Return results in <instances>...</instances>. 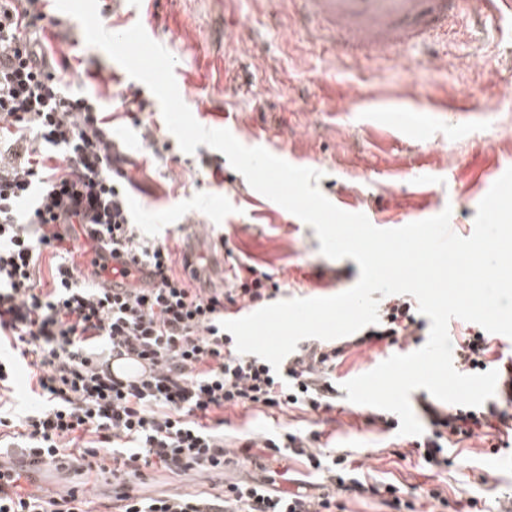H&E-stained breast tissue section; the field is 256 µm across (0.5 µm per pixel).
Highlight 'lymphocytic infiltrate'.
<instances>
[{
    "label": "lymphocytic infiltrate",
    "instance_id": "f902f5d3",
    "mask_svg": "<svg viewBox=\"0 0 512 512\" xmlns=\"http://www.w3.org/2000/svg\"><path fill=\"white\" fill-rule=\"evenodd\" d=\"M45 8V0H0V456L110 476L116 512H348L346 492L413 512L402 484L367 481L347 455L317 451V431L247 438L239 449L323 471L328 488L319 496L250 481L227 483L218 494H137L151 470L223 469L225 411L335 410L334 370L348 348L416 342L423 323L410 299L393 295L380 303L377 324L341 342L311 340L279 369L239 353L221 327L224 317L276 297L278 282L234 264L226 288L204 287L190 257L176 258L165 241L142 236L108 118L89 98L67 92L42 38L61 21ZM82 233L97 262L92 271L79 264L81 250L65 247ZM121 251L149 268V283L106 285L101 274ZM179 265L184 274L176 273ZM114 353L138 356L151 370L116 379L108 370ZM452 353L463 371L497 370L503 393L477 407L423 403L430 431L410 447L430 468L447 466L448 448L471 438L512 435V357L481 332L455 337ZM20 367L38 399L32 409L13 397ZM20 479L0 472V512H88L73 489L25 493Z\"/></svg>",
    "mask_w": 512,
    "mask_h": 512
}]
</instances>
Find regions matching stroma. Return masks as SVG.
Listing matches in <instances>:
<instances>
[{
	"label": "stroma",
	"instance_id": "35a3bbf8",
	"mask_svg": "<svg viewBox=\"0 0 512 512\" xmlns=\"http://www.w3.org/2000/svg\"><path fill=\"white\" fill-rule=\"evenodd\" d=\"M108 31L142 24L151 39L175 58L174 76L195 119L211 126L212 115L245 126L266 150H285L289 160L320 171V191L339 209L371 220L408 224L451 209L452 230L470 236L483 184L498 167L512 166V32L501 30L489 8L469 0L447 31L397 46L386 53L359 50L336 55L332 43L312 44L295 23L293 0H98ZM44 36L55 58L67 61L70 91L94 95L110 111V130L125 141L131 205L149 238L176 253L190 250L188 225L201 223L203 245L193 251L210 285H224L219 261L230 248L238 262L273 274L278 300L328 297L351 288L360 276L350 258L320 252L312 226L255 191L226 156L206 145L184 153L168 130L158 99L100 48L87 45L80 22L62 16ZM438 67H427L430 56ZM138 91L148 101L141 113L154 136L143 140L130 114L114 109L119 95ZM375 96L396 107L430 99L467 103L460 115H424L414 131L420 148L407 149L387 122L365 123L352 110L353 94ZM410 168L404 182L391 179ZM380 346L351 349L335 369L337 383L371 371L388 359ZM332 422L315 426L297 410L269 413L236 410L224 427L227 442L276 431L321 428L328 448L350 452L354 467L405 486L441 487L450 505L421 499L418 512H464L468 498L485 500L488 512H512L499 498L512 487V448L490 454L475 437L463 451L464 465L427 472L391 451L395 436L366 427L360 407L341 400ZM254 461L233 457L221 472L190 476L153 472L140 485L144 495L162 492H221L225 482L260 476ZM45 488L80 487L93 512H106L112 484L70 468L44 469Z\"/></svg>",
	"mask_w": 512,
	"mask_h": 512
}]
</instances>
